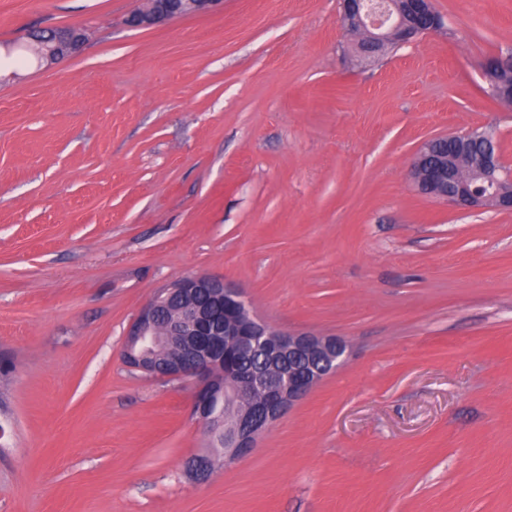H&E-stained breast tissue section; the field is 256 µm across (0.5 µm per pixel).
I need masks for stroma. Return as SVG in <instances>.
<instances>
[{
    "label": "stroma",
    "mask_w": 512,
    "mask_h": 512,
    "mask_svg": "<svg viewBox=\"0 0 512 512\" xmlns=\"http://www.w3.org/2000/svg\"><path fill=\"white\" fill-rule=\"evenodd\" d=\"M361 62L340 0H224L151 28L145 0H0V512H512V213L418 191L429 138L493 130L512 0ZM189 276L349 361L252 451L207 450L185 380L128 366V327ZM75 31L78 32L77 30ZM76 32L65 30L64 32L55 35L52 40L38 41L41 47L45 50L44 58L49 61H54L65 56L66 49L71 47L77 39L78 34ZM487 93L503 103L512 104V54L500 53L489 59L484 72ZM510 95V96H509Z\"/></svg>",
    "instance_id": "stroma-1"
}]
</instances>
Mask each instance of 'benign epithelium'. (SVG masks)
<instances>
[{"mask_svg":"<svg viewBox=\"0 0 512 512\" xmlns=\"http://www.w3.org/2000/svg\"><path fill=\"white\" fill-rule=\"evenodd\" d=\"M223 0H148L137 12L133 23L150 27L176 13L203 12ZM340 26L363 31L360 44L372 58L379 57L389 45H402L421 35L402 8L392 0L375 5L370 0H342ZM77 33L61 32L40 45L44 58L54 61L66 54ZM474 137L483 141V151L469 157V169L461 172L433 158L439 136L428 140L417 152L411 177L417 188L461 209L493 207L512 213V174L505 170L493 136L480 131ZM171 299L189 301L181 320L158 326L161 311ZM171 336L183 337L179 354L160 373L145 360L167 348ZM220 336H249L251 343L264 344V337L279 340L269 351L270 366L288 368L279 379L259 367L247 380L224 375V343ZM126 362L154 377L185 379L195 390L194 414L205 426L209 438L216 429L208 419L203 396L216 390L224 393L233 410V420L224 425V459L235 461L251 452L257 438L277 423L295 403L318 383L342 367L348 359L347 341L340 336L306 332H283L270 327L252 314L242 291L221 278L200 276L178 281L164 291V301L151 299L130 327L124 349ZM258 392L259 402L241 404L244 392Z\"/></svg>","mask_w":512,"mask_h":512,"instance_id":"7a95c632","label":"benign epithelium"}]
</instances>
